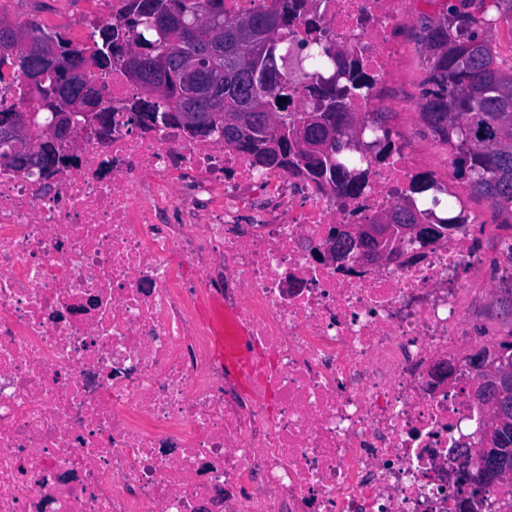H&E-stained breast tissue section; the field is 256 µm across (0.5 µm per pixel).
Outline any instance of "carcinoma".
Returning a JSON list of instances; mask_svg holds the SVG:
<instances>
[{
    "mask_svg": "<svg viewBox=\"0 0 512 512\" xmlns=\"http://www.w3.org/2000/svg\"><path fill=\"white\" fill-rule=\"evenodd\" d=\"M297 0H272L271 6L246 17L224 12V0H128L124 26L133 35L139 53L141 76L134 84L150 98L142 99L137 112L155 120L156 102L163 99L172 112L183 118L187 112L206 115L211 133L224 143L250 154L256 166L266 167L268 146H276L275 167L292 169L339 194L350 196L364 187L358 171L357 151L364 144L367 126L388 125V113L371 112L356 120L347 111V101L359 93L360 73L353 60L340 51L324 48L310 53L312 78L332 66L337 78L319 86V102L310 112L288 111V81L277 63L282 41L288 36L294 13L289 5ZM215 17L223 24V36L207 44L185 40L186 23ZM512 27V0H446L441 17H425L417 36L425 55L428 73L421 115L425 133L452 151L453 174L468 182L474 195L485 198L496 215L512 221V66L498 62L494 31L500 23ZM122 39L121 27L111 21L96 22L88 42H74L65 34L37 23L6 22L0 27V65L9 64L24 87L19 97L28 100L22 109L0 107V153L20 169L43 172L56 163L51 143L22 154L7 132L24 113L37 111L39 122L77 97L102 103L101 90L92 74L72 82L51 75V57L31 51L28 45L43 40L54 42L61 60L77 68L87 59L94 67L109 68L123 58L109 51ZM171 52L167 70L158 73L156 59L161 49ZM205 56L209 61L196 73L208 86L220 77L223 86L210 101L196 102L187 96L182 72L185 58ZM406 212L411 224H424L428 210L407 200L391 210ZM448 217L437 220L436 238L458 227L453 206ZM507 428L496 433L494 445L512 448V392L502 399Z\"/></svg>",
    "mask_w": 512,
    "mask_h": 512,
    "instance_id": "1",
    "label": "carcinoma"
}]
</instances>
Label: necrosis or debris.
Masks as SVG:
<instances>
[{
	"label": "necrosis or debris",
	"mask_w": 512,
	"mask_h": 512,
	"mask_svg": "<svg viewBox=\"0 0 512 512\" xmlns=\"http://www.w3.org/2000/svg\"><path fill=\"white\" fill-rule=\"evenodd\" d=\"M409 0H322L288 31L353 54L389 100ZM93 78L112 127L63 144L48 177L0 160V512H458L450 474L478 459L486 406L467 320L494 278L483 214L392 260L320 263L339 224H366L420 180L410 141L371 146L340 200L219 138L130 120L143 88ZM254 343L242 388L212 347Z\"/></svg>",
	"instance_id": "1"
}]
</instances>
